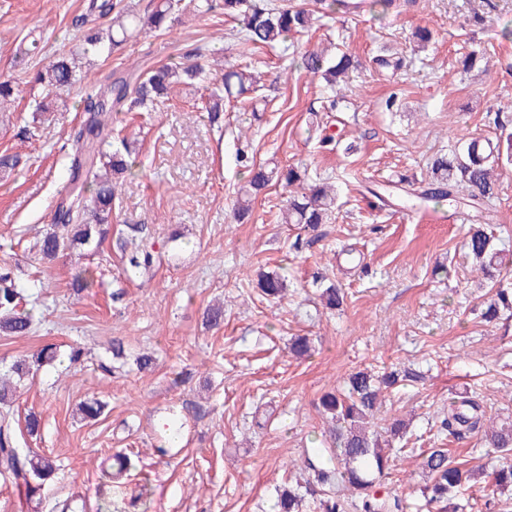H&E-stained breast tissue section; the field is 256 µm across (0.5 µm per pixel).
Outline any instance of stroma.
Segmentation results:
<instances>
[{"mask_svg":"<svg viewBox=\"0 0 512 512\" xmlns=\"http://www.w3.org/2000/svg\"><path fill=\"white\" fill-rule=\"evenodd\" d=\"M88 0H0V75L17 80L11 107L0 108V153L20 165L0 172V263L38 298L36 324L26 337L0 335V361L30 356L45 344L67 353L85 349L75 366L36 371L11 406L22 447L56 456L62 470L39 500L21 508L15 488L0 474V512H55L60 498L87 504L137 499L148 490L149 512H271L275 489L327 424L318 401L340 389L358 368L378 372L412 368L423 381L388 394L379 424L409 420V447L439 445L453 457L482 464L480 440L437 434L436 415L456 392H476L486 415L512 416V317L480 323L472 313L483 276L462 247L473 221L461 206L432 204L407 214L404 179L422 180L449 145L472 137L498 140L495 112L512 113V0H416L402 14L366 10L317 18L308 35L273 48L247 50L221 12L186 11L164 30L126 42L109 59H95L89 81L111 73L149 70L177 62L221 71L246 64L261 77L241 109L211 123L201 110L205 83L177 88L149 112H121L112 145L129 142L140 176L116 189L112 234L101 253L38 259L33 244L69 190V134L84 114L72 91L33 113L40 88L33 62L16 53L27 35L46 55L73 43L111 16L87 12ZM433 33L425 46L412 34ZM335 44L356 64L345 81L329 85L300 68L308 50ZM480 59L471 71L462 61ZM401 59L395 73L379 71L380 53ZM318 117L331 141L309 138ZM275 162L306 171L307 183L336 185V207L317 231L276 219L290 195L282 184L261 193L247 221L233 215L235 191L247 170L236 160ZM507 239L503 264L512 268V162L499 170L493 202ZM143 227L161 258L134 279L122 272L117 239ZM93 269L95 285L69 286L77 266ZM288 278L283 300L265 299L260 273ZM347 294L341 310L323 308L314 273ZM224 305V323L208 327L203 313ZM294 336L310 337L311 357L288 353ZM126 359L114 374L100 370L113 338ZM149 353L150 372L134 360ZM95 397L108 407L98 420L76 411ZM41 434L28 437V413ZM176 423L180 439L159 457V431ZM138 452L120 488L101 477L113 453Z\"/></svg>","mask_w":512,"mask_h":512,"instance_id":"obj_1","label":"stroma"}]
</instances>
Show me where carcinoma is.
<instances>
[{
  "instance_id": "obj_1",
  "label": "carcinoma",
  "mask_w": 512,
  "mask_h": 512,
  "mask_svg": "<svg viewBox=\"0 0 512 512\" xmlns=\"http://www.w3.org/2000/svg\"><path fill=\"white\" fill-rule=\"evenodd\" d=\"M322 14L340 10L360 12L380 7L381 12H400L410 0H317ZM199 13L224 10V18L240 25L246 43L273 47L288 37L309 32L312 13L293 2L277 0H153L151 9L140 13L134 9H117L110 0L90 3V11L101 16L113 14L112 26L107 32L92 29L73 49L53 55L43 69L33 76V82L43 85L46 95H58L72 90L81 82L76 66L79 56L93 54L107 58L127 39L139 34L169 28V23L186 8ZM301 66L309 73L322 76L334 84L346 76L353 60L342 54L335 62L312 51L301 58ZM203 69L186 63L159 66L138 75L121 74L109 78L98 91L86 92L81 97V110L87 120L73 136V153L69 166L71 195L67 206L56 203L53 224L35 245L42 260L52 261L59 254L75 246L101 244L109 232V220L115 202V189L120 177L134 173L136 159L127 144L123 150L108 152L111 145L112 112L147 111L157 99L173 92L178 85H193L203 80ZM258 81L248 68H236L224 73L212 83L205 110L211 121L219 122L221 112L228 104L255 90ZM503 162L500 148L490 142L477 140L454 147L448 155L433 159L432 176L406 191L405 205L421 207L430 203L446 202L464 205L476 210L482 222L469 225L463 238V248L484 277L490 279V289L482 295L479 318L491 323L505 312H512V282L495 278L501 273L503 262L499 237L493 229L492 201L496 197L494 170ZM249 179L238 188L234 203L235 214L243 217L252 209L259 193L274 183L292 186L303 184L301 170L293 166L247 164ZM336 191L328 184L315 185L290 197L281 212L280 223L300 224L316 230L323 224L328 212L335 206ZM159 260L154 243L141 240L136 250L127 256L125 274L135 275L152 267ZM321 284L324 307L334 311L343 306L345 292L336 283ZM94 284V272L78 268L71 285L84 290ZM288 288L286 276L274 271L262 276L260 290L269 299H280ZM31 294L21 284L13 267L0 265V333L5 336H27L35 326ZM290 353L296 358L311 355L312 342L307 336H296L290 343ZM57 347L43 346L31 358L19 357L0 372V404H5L29 379L34 367L49 365L58 360ZM124 357L123 342L112 339V360L101 362L105 373L115 371V362ZM423 374L413 369L392 370L377 374L363 368L350 373L345 388L320 397L319 410L332 423L319 445L304 450L303 465L276 488L274 508L277 512H305L311 502L318 512H406V499L384 487L383 480L391 474L397 458L417 454L427 482L420 489L426 512H464L469 504L459 503L463 492L487 484L492 493L512 491V422L484 427V409L478 400L464 393L438 413L440 433L457 440L478 437L485 447L501 454L499 463L479 469H467L460 462L449 459L448 449L407 448L397 446L405 440L406 427L398 420L390 426L378 428L375 419L384 399V391L401 382L417 383ZM78 411L84 420H96L104 411L97 399L79 403ZM118 467L109 472V478L118 483L132 468L131 454L114 456ZM60 470L58 459L32 448H21L10 421V411L0 417V473L8 475L19 497L30 503L41 498L48 481Z\"/></svg>"
}]
</instances>
